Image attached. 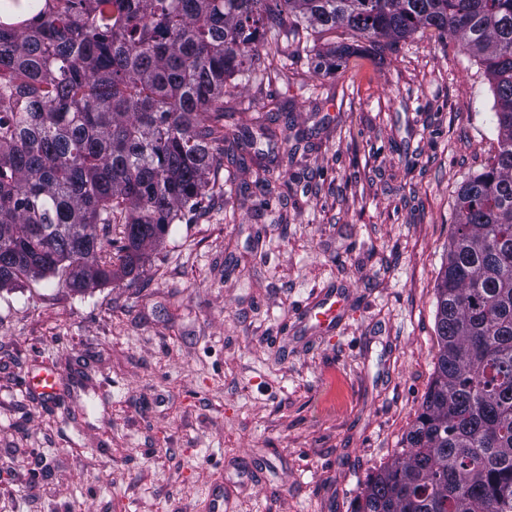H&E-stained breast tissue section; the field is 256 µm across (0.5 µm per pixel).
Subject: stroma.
<instances>
[{
    "instance_id": "1",
    "label": "stroma",
    "mask_w": 512,
    "mask_h": 512,
    "mask_svg": "<svg viewBox=\"0 0 512 512\" xmlns=\"http://www.w3.org/2000/svg\"><path fill=\"white\" fill-rule=\"evenodd\" d=\"M294 101L282 160L219 157L129 276L0 288V512H353L401 452L437 352L434 288L461 185L497 150L494 93L427 29ZM344 291L343 327L302 320ZM49 366L64 389L29 392Z\"/></svg>"
}]
</instances>
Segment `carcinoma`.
<instances>
[{"mask_svg": "<svg viewBox=\"0 0 512 512\" xmlns=\"http://www.w3.org/2000/svg\"><path fill=\"white\" fill-rule=\"evenodd\" d=\"M14 0L0 19V287L53 276L75 293L112 281L100 229L122 226L120 270L207 191L213 145L278 147L224 123L253 78L256 43L277 58L310 32L327 73L435 29L480 60L497 151L459 189L435 288L438 352L403 451L355 512H512V0Z\"/></svg>", "mask_w": 512, "mask_h": 512, "instance_id": "carcinoma-1", "label": "carcinoma"}]
</instances>
